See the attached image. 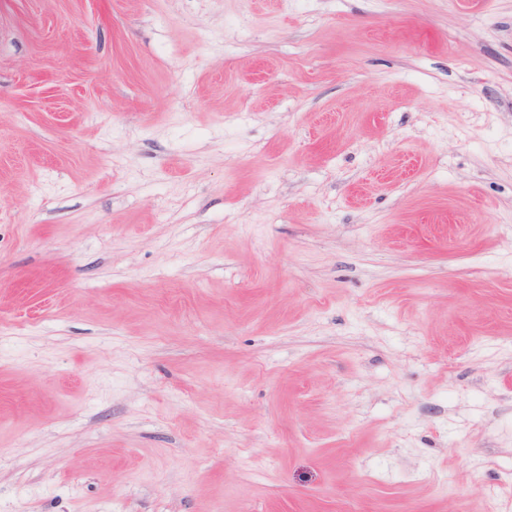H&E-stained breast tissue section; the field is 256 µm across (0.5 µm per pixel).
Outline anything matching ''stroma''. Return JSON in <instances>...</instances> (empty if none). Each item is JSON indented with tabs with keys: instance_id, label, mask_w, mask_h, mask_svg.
Listing matches in <instances>:
<instances>
[{
	"instance_id": "35a3bbf8",
	"label": "stroma",
	"mask_w": 512,
	"mask_h": 512,
	"mask_svg": "<svg viewBox=\"0 0 512 512\" xmlns=\"http://www.w3.org/2000/svg\"><path fill=\"white\" fill-rule=\"evenodd\" d=\"M512 512V0H0V512Z\"/></svg>"
}]
</instances>
